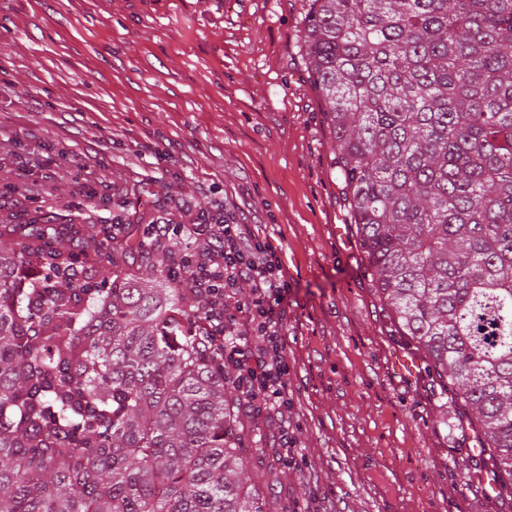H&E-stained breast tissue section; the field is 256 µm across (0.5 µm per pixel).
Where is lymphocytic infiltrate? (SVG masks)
<instances>
[{
  "label": "lymphocytic infiltrate",
  "instance_id": "obj_1",
  "mask_svg": "<svg viewBox=\"0 0 512 512\" xmlns=\"http://www.w3.org/2000/svg\"><path fill=\"white\" fill-rule=\"evenodd\" d=\"M195 243L189 270L177 274V287L205 298L198 321L209 351L226 360L235 372L245 405L263 406L284 414L288 396V362L281 328L280 306L288 291L278 248L228 220L213 224H152L149 238L169 237L172 230ZM252 286L250 300L237 298L239 283Z\"/></svg>",
  "mask_w": 512,
  "mask_h": 512
}]
</instances>
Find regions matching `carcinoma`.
Returning <instances> with one entry per match:
<instances>
[{"label":"carcinoma","mask_w":512,"mask_h":512,"mask_svg":"<svg viewBox=\"0 0 512 512\" xmlns=\"http://www.w3.org/2000/svg\"><path fill=\"white\" fill-rule=\"evenodd\" d=\"M305 45L372 287L512 493V0H312ZM10 234L0 512H263L164 248L99 250L81 280L43 215Z\"/></svg>","instance_id":"1"}]
</instances>
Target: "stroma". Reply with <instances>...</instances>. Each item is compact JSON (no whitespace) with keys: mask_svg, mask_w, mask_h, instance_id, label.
<instances>
[{"mask_svg":"<svg viewBox=\"0 0 512 512\" xmlns=\"http://www.w3.org/2000/svg\"><path fill=\"white\" fill-rule=\"evenodd\" d=\"M311 0H0V245L233 213L279 245L287 415L241 413L264 512H512L364 273L304 36ZM116 187L106 200L81 185ZM344 235H337V225ZM293 440L280 446L281 432Z\"/></svg>","mask_w":512,"mask_h":512,"instance_id":"stroma-1","label":"stroma"}]
</instances>
